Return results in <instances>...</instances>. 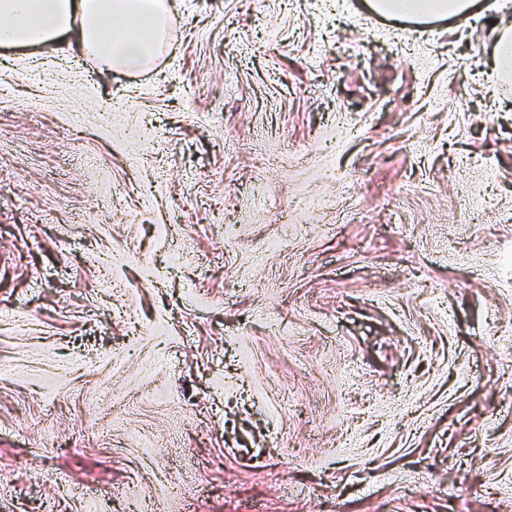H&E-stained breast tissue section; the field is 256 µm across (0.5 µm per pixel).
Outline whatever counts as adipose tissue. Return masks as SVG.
I'll return each mask as SVG.
<instances>
[{"instance_id":"1","label":"adipose tissue","mask_w":512,"mask_h":512,"mask_svg":"<svg viewBox=\"0 0 512 512\" xmlns=\"http://www.w3.org/2000/svg\"><path fill=\"white\" fill-rule=\"evenodd\" d=\"M475 0H373L382 16L468 20ZM169 0H0V45L69 47L93 54L105 69L144 67L171 23Z\"/></svg>"}]
</instances>
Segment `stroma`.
I'll return each mask as SVG.
<instances>
[{"label": "stroma", "mask_w": 512, "mask_h": 512, "mask_svg": "<svg viewBox=\"0 0 512 512\" xmlns=\"http://www.w3.org/2000/svg\"><path fill=\"white\" fill-rule=\"evenodd\" d=\"M169 2L0 47V512H512L499 15ZM166 0H0V45L67 46L105 69L144 67L171 23Z\"/></svg>", "instance_id": "35a3bbf8"}]
</instances>
